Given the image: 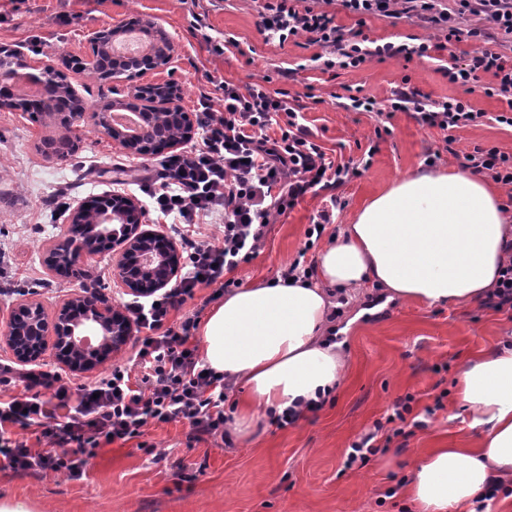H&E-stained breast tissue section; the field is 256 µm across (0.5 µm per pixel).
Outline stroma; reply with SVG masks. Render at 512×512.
<instances>
[{
    "instance_id": "35a3bbf8",
    "label": "stroma",
    "mask_w": 512,
    "mask_h": 512,
    "mask_svg": "<svg viewBox=\"0 0 512 512\" xmlns=\"http://www.w3.org/2000/svg\"><path fill=\"white\" fill-rule=\"evenodd\" d=\"M262 0H25L13 6L0 0V44L18 49L34 65L61 56L92 54L88 33L129 18L156 22L175 43L168 65L143 75L146 83L175 82L179 106L193 112L201 94L214 92L215 81L239 88L267 83L288 90L303 108L308 126L338 163L368 168L334 188L341 203L335 224L320 243L351 223L355 213L396 178L422 172L429 154L441 153V166L458 169L463 154L475 147H498L512 154V128L486 122L456 131L446 146L439 130L422 126L413 111L357 112L339 95L344 87L386 101L402 83L431 99L456 98L474 109L495 113L503 103L488 96L490 75L466 85L449 83L440 65H453L449 51L436 58L368 60L353 70L322 71L313 62L316 47L304 39L283 44L266 41ZM79 15L78 24L60 23L59 13ZM203 14L197 30L194 14ZM372 40H422L432 29L418 20L374 17L364 29ZM232 37L239 46L224 55L211 53V41ZM67 82L91 111L113 99L131 102L133 84L101 80L86 70H68ZM88 116L63 129L53 116L31 119L29 113L0 110V261L15 278L44 279L48 288L33 298L47 315L66 301L95 291L105 279L108 304L122 307L133 291L117 276L119 249L84 257L82 277L51 271L45 258L63 242L70 216L53 219L46 203L67 191L71 205L94 195L112 194L143 201L139 181L153 155L124 149ZM70 132L76 151L58 159L45 156V138ZM321 196L306 195L292 210L274 216L259 254L233 271L241 283L272 280L305 249V230L321 209ZM512 332V311L487 302L429 306L393 302L359 322L348 334V369L335 395L320 410L295 424L269 426L250 440L226 446L207 438L193 440L188 424L148 426L146 441L161 460L137 441L115 442L90 459L86 475L73 481L60 474L19 476L0 470V503L20 501L30 512H411L405 493L419 455L432 448H471L476 443L470 419L451 409L458 367L464 359L496 346ZM413 396L419 425L410 435H394L386 417L395 400ZM442 409H435V402ZM376 431L379 452L365 466L344 469L351 445Z\"/></svg>"
}]
</instances>
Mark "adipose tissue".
Segmentation results:
<instances>
[{"instance_id": "ef3b65f1", "label": "adipose tissue", "mask_w": 512, "mask_h": 512, "mask_svg": "<svg viewBox=\"0 0 512 512\" xmlns=\"http://www.w3.org/2000/svg\"><path fill=\"white\" fill-rule=\"evenodd\" d=\"M511 257L512 208L483 180L460 170L397 178L319 253L314 277L231 289L200 321L205 363L249 390L232 436L331 398L348 364L340 319L359 288L377 286L391 301H479ZM458 382L477 445L419 457L410 481L419 512L477 506L493 487L512 491V336L464 360Z\"/></svg>"}]
</instances>
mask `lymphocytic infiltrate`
Returning a JSON list of instances; mask_svg holds the SVG:
<instances>
[{"instance_id": "lymphocytic-infiltrate-1", "label": "lymphocytic infiltrate", "mask_w": 512, "mask_h": 512, "mask_svg": "<svg viewBox=\"0 0 512 512\" xmlns=\"http://www.w3.org/2000/svg\"><path fill=\"white\" fill-rule=\"evenodd\" d=\"M357 19L348 32L331 12L333 2ZM416 18L445 42H472L464 64L443 67L450 83L466 84L480 74L493 77L486 92L505 103V111L488 115L462 100L442 101L411 87L393 92L391 111L414 107L421 123L443 132L454 143L457 130L493 121L512 127V61L481 46L485 30L512 33V0H263L262 25L269 38L285 43L305 39L318 46L323 65L355 69L371 58L427 56L428 42L378 43L363 31L367 18ZM479 26H471V18ZM217 96H205L195 114L203 133L201 149L162 156L157 178L142 191L149 208L181 244L182 266L165 288L124 307L126 319L141 332L130 365L70 386L61 373L41 366L19 369L0 365V467L16 474L62 473L82 479L90 458L102 445L142 437L151 424L187 422L195 439L230 443L224 377L209 370L191 346L200 316L171 323L176 306L212 288L222 296L234 287L228 272L249 263L261 247L273 216L284 214L310 192L326 190L357 176L358 167L327 157L285 90L254 84L239 88L219 82ZM281 136L269 138L268 126ZM465 165L512 187V155L499 148H474ZM224 221V242L204 241L207 218ZM31 434L14 438V427Z\"/></svg>"}]
</instances>
